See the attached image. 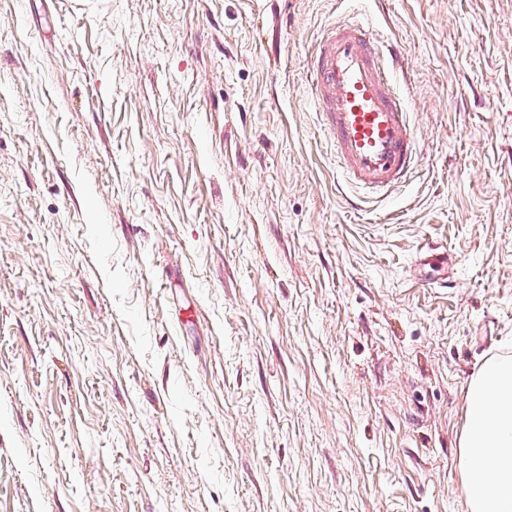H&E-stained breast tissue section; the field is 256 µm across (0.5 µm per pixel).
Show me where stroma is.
Instances as JSON below:
<instances>
[{
    "mask_svg": "<svg viewBox=\"0 0 512 512\" xmlns=\"http://www.w3.org/2000/svg\"><path fill=\"white\" fill-rule=\"evenodd\" d=\"M356 15L420 154L361 212L303 91ZM506 355L512 0H0V512H468Z\"/></svg>",
    "mask_w": 512,
    "mask_h": 512,
    "instance_id": "1",
    "label": "stroma"
}]
</instances>
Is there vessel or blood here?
<instances>
[{
  "label": "vessel or blood",
  "instance_id": "1",
  "mask_svg": "<svg viewBox=\"0 0 512 512\" xmlns=\"http://www.w3.org/2000/svg\"><path fill=\"white\" fill-rule=\"evenodd\" d=\"M381 50L362 21L332 24L309 55L307 94L321 116L345 177L371 193L403 183L419 162L413 128L396 96Z\"/></svg>",
  "mask_w": 512,
  "mask_h": 512
}]
</instances>
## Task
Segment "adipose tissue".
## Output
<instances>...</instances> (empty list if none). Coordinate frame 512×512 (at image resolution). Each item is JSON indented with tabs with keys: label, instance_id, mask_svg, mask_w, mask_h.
I'll use <instances>...</instances> for the list:
<instances>
[{
	"label": "adipose tissue",
	"instance_id": "ef3b65f1",
	"mask_svg": "<svg viewBox=\"0 0 512 512\" xmlns=\"http://www.w3.org/2000/svg\"><path fill=\"white\" fill-rule=\"evenodd\" d=\"M469 512H512V358L486 361L467 389L460 440Z\"/></svg>",
	"mask_w": 512,
	"mask_h": 512
}]
</instances>
